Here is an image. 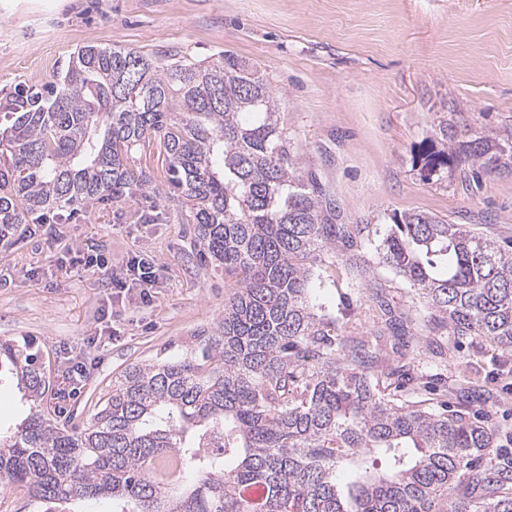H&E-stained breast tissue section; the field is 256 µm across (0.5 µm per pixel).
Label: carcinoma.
Segmentation results:
<instances>
[{"label": "carcinoma", "instance_id": "1", "mask_svg": "<svg viewBox=\"0 0 512 512\" xmlns=\"http://www.w3.org/2000/svg\"><path fill=\"white\" fill-rule=\"evenodd\" d=\"M0 110V239L146 194L135 154L157 147L200 258L239 277L213 327L177 357L126 368L82 427L53 418L40 357L0 340V373L29 401L0 435L11 489L42 512L99 497L112 512H512V484L483 463L492 428L386 395L393 367L317 313L314 266L363 261L369 225L342 223L302 179L255 64L229 51L162 64L85 46L58 82L18 88ZM421 161L430 174L450 161L509 172L512 139L452 136ZM392 221L379 255L423 298L427 324L512 352V248L429 212Z\"/></svg>", "mask_w": 512, "mask_h": 512}]
</instances>
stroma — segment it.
<instances>
[{"mask_svg":"<svg viewBox=\"0 0 512 512\" xmlns=\"http://www.w3.org/2000/svg\"><path fill=\"white\" fill-rule=\"evenodd\" d=\"M87 45L161 63L229 50L256 64L302 176L317 178L345 223L370 227L368 272L344 261L317 268L330 280L316 294L337 335L374 336L389 312L408 318L405 335L379 342L401 368L399 394L479 416L496 431L490 456L512 464V354L485 338L429 336L423 299L376 251L391 215L414 210L512 240V173L475 178L452 167L428 178L416 162L446 131L512 136V0H0V101L17 85L56 82ZM140 163L152 199L0 242V339L39 350L58 376L68 360L86 364L85 385L62 404L77 423L128 366L179 354L236 289L235 276L199 263L162 156ZM153 201L158 220L142 222ZM79 250L110 255L111 270L82 269ZM136 256L154 261L158 277L119 291L112 277Z\"/></svg>","mask_w":512,"mask_h":512,"instance_id":"stroma-1","label":"stroma"}]
</instances>
